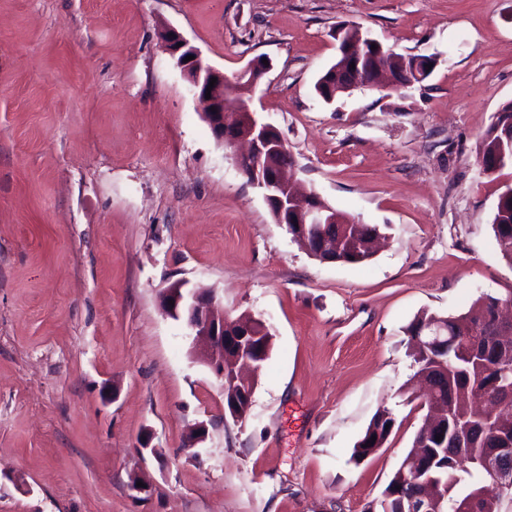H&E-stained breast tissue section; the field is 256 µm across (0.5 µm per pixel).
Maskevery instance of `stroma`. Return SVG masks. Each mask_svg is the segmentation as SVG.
Returning <instances> with one entry per match:
<instances>
[{
  "label": "stroma",
  "mask_w": 512,
  "mask_h": 512,
  "mask_svg": "<svg viewBox=\"0 0 512 512\" xmlns=\"http://www.w3.org/2000/svg\"><path fill=\"white\" fill-rule=\"evenodd\" d=\"M342 23L438 65L325 103ZM168 28L230 80L270 60L256 106L304 189L380 227L368 262L275 223ZM511 102L512 0H0V512H366L425 414L405 327L512 296L492 230L512 166L477 156ZM176 282L270 328L245 421L161 306ZM394 423L395 419L390 410L384 409L377 412L369 422L364 435L355 444L351 459L360 462L374 454L388 440ZM386 425H389V428H386ZM372 436L376 437V441L373 445H369L367 441L371 440ZM363 444H366V447H363Z\"/></svg>",
  "instance_id": "stroma-1"
}]
</instances>
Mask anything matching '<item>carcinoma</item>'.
I'll use <instances>...</instances> for the list:
<instances>
[{"label":"carcinoma","instance_id":"cac0c4a2","mask_svg":"<svg viewBox=\"0 0 512 512\" xmlns=\"http://www.w3.org/2000/svg\"><path fill=\"white\" fill-rule=\"evenodd\" d=\"M481 165L499 158L502 166L512 162V135L490 125L478 145ZM341 255L353 264L373 256L374 240L380 228L369 224H336ZM492 229L502 257L512 263V196L502 192ZM501 299L485 295L467 312L457 316L424 313L405 333L412 347L415 375L427 377L437 387L424 397L428 414L415 434L410 452L425 449L426 467L413 472L396 470L388 483L408 498L429 497L433 512H512V335L503 336L498 326ZM448 325V353L415 342L418 327L425 320ZM483 392L507 403L493 422L474 410V394ZM390 410L377 412L364 435L353 448L351 459L360 462L384 445L394 426ZM443 430L444 439L430 434ZM376 438L369 445L367 441ZM490 458L502 472L498 489L488 486L482 460Z\"/></svg>","mask_w":512,"mask_h":512}]
</instances>
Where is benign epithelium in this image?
<instances>
[{"label":"benign epithelium","instance_id":"7a95c632","mask_svg":"<svg viewBox=\"0 0 512 512\" xmlns=\"http://www.w3.org/2000/svg\"><path fill=\"white\" fill-rule=\"evenodd\" d=\"M164 39L187 81L188 92L202 104L205 119L216 139L230 147L241 142L247 144V151L237 157V166L249 183L262 193L268 206L277 207V223L285 226L294 239L305 244L322 231L325 224L350 223V220L337 215L336 210L316 193L302 195L288 180V163L284 162L288 149L274 126L261 121L253 108L254 93L269 67L251 61L236 74L232 85L245 88L246 94L234 102L237 118L230 123L225 113L229 99L219 94L226 82L224 73L206 63L200 51L190 46L177 31L168 30ZM344 50L347 57L345 66L349 67L342 76L341 89L344 92L357 88H407L431 74L428 67L437 65L434 56L420 57L412 67L402 69V73L395 77L387 68L379 65L373 68L361 63L360 42L351 41L344 45ZM188 55L194 59L185 61ZM212 78L217 82L211 88ZM310 256L320 262H338L336 239L322 236L321 248L310 252ZM161 301L166 313L185 321L191 335L210 344L215 354L206 358V363L217 377L224 378L227 351L243 347L244 339L252 335V326L258 318L251 322L231 320L224 316V306L214 292L186 291L181 283L164 289ZM446 330L447 326L442 321H426L418 328L417 336L423 338L429 347L440 348L446 344Z\"/></svg>","mask_w":512,"mask_h":512}]
</instances>
